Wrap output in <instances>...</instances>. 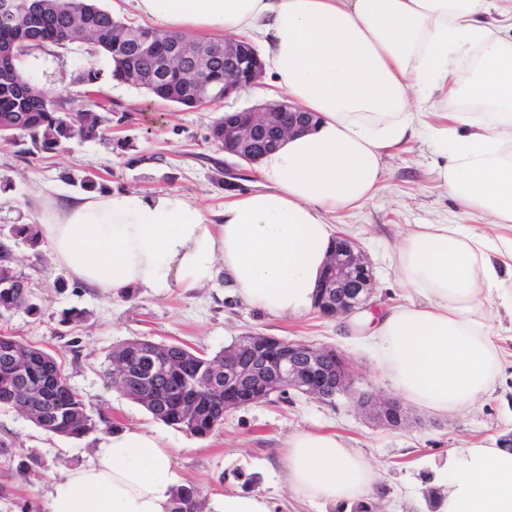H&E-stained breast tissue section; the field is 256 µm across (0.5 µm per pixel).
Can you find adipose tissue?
I'll return each instance as SVG.
<instances>
[{
    "label": "adipose tissue",
    "mask_w": 512,
    "mask_h": 512,
    "mask_svg": "<svg viewBox=\"0 0 512 512\" xmlns=\"http://www.w3.org/2000/svg\"><path fill=\"white\" fill-rule=\"evenodd\" d=\"M138 15L213 42L257 40L271 81L317 115L265 154L261 190L211 220L168 192H114L46 207L45 244L79 282L115 297L192 293L223 273L245 307L301 317L332 253L334 215L378 196L390 151L427 137L435 180L459 216L415 224L391 263L408 297L373 320L372 350L404 401L448 417L500 384L499 312L512 315V0H126ZM298 498L367 503L378 472L339 434L284 442ZM435 512H512V447L449 450ZM183 479L150 430L101 434L88 463L56 481L47 512H169Z\"/></svg>",
    "instance_id": "adipose-tissue-1"
}]
</instances>
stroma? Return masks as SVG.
I'll return each instance as SVG.
<instances>
[{
	"label": "stroma",
	"instance_id": "35a3bbf8",
	"mask_svg": "<svg viewBox=\"0 0 512 512\" xmlns=\"http://www.w3.org/2000/svg\"><path fill=\"white\" fill-rule=\"evenodd\" d=\"M88 49V44L75 43L34 51L25 60V72L73 108L89 90L109 98L111 128L105 137L76 140L52 153H23L0 142V237L10 225L35 223L45 206L62 208L80 199L81 190L65 181L69 174L94 176L108 192H168L213 211L257 188L254 166L226 155L210 136L222 113L258 105L255 94L245 90L194 108L159 102L112 81L107 57L89 55ZM90 70L98 74L91 85L82 80ZM433 159L428 139L410 142L387 157L383 192L358 212L336 217L339 235L359 245L372 267L376 307L397 304L404 295L388 261L400 234L408 225L432 223L457 210L456 200L433 181ZM12 264L28 278L37 310L0 316V332L56 354L71 385L91 406H104L119 426H142L160 436L202 503L227 490L257 489L269 497L273 512H325L322 505L294 500L281 480L285 438L301 429H322L342 435L379 469L383 496L377 512H434L429 460L452 448L512 436V379L448 418L408 406L410 424L402 430L372 423L350 396L325 403L293 391L285 399L227 411L215 434L191 436L154 420L112 388L103 371L114 346L147 337L213 354L239 336L260 333L335 346L353 362L357 388L388 398L395 392L377 371L371 352L360 345L368 329L359 320L315 312L276 317L249 310L232 297L223 274L192 294L174 288L112 298L75 280L47 246L33 250L13 243ZM72 307L83 310V319L61 323L62 310ZM0 441L10 447L8 455L0 456V512H46L52 482L85 463L96 443L91 435L73 439L46 433L4 410Z\"/></svg>",
	"mask_w": 512,
	"mask_h": 512
}]
</instances>
